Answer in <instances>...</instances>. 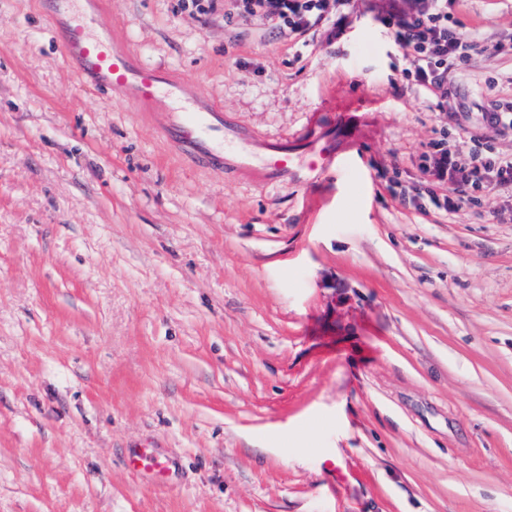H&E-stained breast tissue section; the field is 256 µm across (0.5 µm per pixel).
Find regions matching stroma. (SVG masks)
<instances>
[{
  "label": "stroma",
  "instance_id": "35a3bbf8",
  "mask_svg": "<svg viewBox=\"0 0 512 512\" xmlns=\"http://www.w3.org/2000/svg\"><path fill=\"white\" fill-rule=\"evenodd\" d=\"M105 2L240 133L321 111L364 179L194 168L80 86L37 0H0V512H512V197L400 196L450 193L430 141L512 151L480 124L512 97V0H448L486 49L441 111L406 93L379 0L303 56L220 9ZM128 463L135 472L142 476L170 471L172 465L169 460L147 455L140 448L130 451Z\"/></svg>",
  "mask_w": 512,
  "mask_h": 512
}]
</instances>
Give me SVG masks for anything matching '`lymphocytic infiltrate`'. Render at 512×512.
<instances>
[{"instance_id":"obj_1","label":"lymphocytic infiltrate","mask_w":512,"mask_h":512,"mask_svg":"<svg viewBox=\"0 0 512 512\" xmlns=\"http://www.w3.org/2000/svg\"><path fill=\"white\" fill-rule=\"evenodd\" d=\"M188 8L202 15L223 7L224 20L254 33H269L295 46L323 32L340 37L351 12V0H186ZM392 29L396 48L408 65L409 86L416 100L443 108L448 102V73L473 54L484 51L479 32H460L448 12V0H390L383 16ZM473 148L462 157L444 141L431 142L421 156V169L432 183L452 184L454 194L433 197V204L447 212L470 201L471 191L488 186L512 193V152L484 145L472 135Z\"/></svg>"}]
</instances>
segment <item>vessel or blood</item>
I'll return each instance as SVG.
<instances>
[{"instance_id": "obj_1", "label": "vessel or blood", "mask_w": 512, "mask_h": 512, "mask_svg": "<svg viewBox=\"0 0 512 512\" xmlns=\"http://www.w3.org/2000/svg\"><path fill=\"white\" fill-rule=\"evenodd\" d=\"M97 0H43V15L55 33L66 64L83 85L107 97H118L156 123L172 139L183 156L197 167L215 172L233 166L243 176L275 182H303L331 166H345L346 158L331 148L320 116H312L298 143H269L262 168H254L247 138L233 135L223 112L188 90L187 79L166 68L137 58L117 34L97 28ZM178 108L157 113L160 96ZM130 467L143 476L167 472L169 460L130 451Z\"/></svg>"}]
</instances>
